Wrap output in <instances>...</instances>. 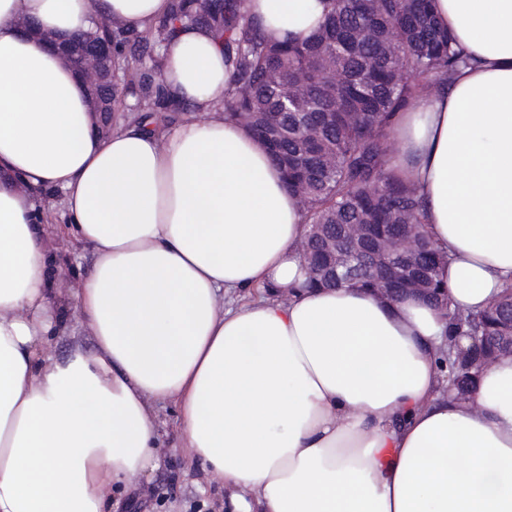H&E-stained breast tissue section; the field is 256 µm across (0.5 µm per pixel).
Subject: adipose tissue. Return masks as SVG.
<instances>
[{
	"label": "adipose tissue",
	"mask_w": 512,
	"mask_h": 512,
	"mask_svg": "<svg viewBox=\"0 0 512 512\" xmlns=\"http://www.w3.org/2000/svg\"><path fill=\"white\" fill-rule=\"evenodd\" d=\"M326 0H248L275 38ZM167 0H0V512H118L160 466V406L224 512H512V358L446 393L445 315L422 298L307 288L306 224L263 145L219 105L222 47L185 26L163 76L196 112L154 131L88 108L57 47L98 19L142 30ZM471 57L395 126L389 170L427 201L453 306L512 285V0H434ZM62 193V210L46 195ZM89 251L61 335L44 224ZM249 292L242 305L221 295Z\"/></svg>",
	"instance_id": "adipose-tissue-1"
}]
</instances>
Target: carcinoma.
<instances>
[{
  "mask_svg": "<svg viewBox=\"0 0 512 512\" xmlns=\"http://www.w3.org/2000/svg\"><path fill=\"white\" fill-rule=\"evenodd\" d=\"M184 25L210 29L224 46V63L232 71L224 115L247 121L288 191L300 197L311 256L305 287L400 288L387 276L384 261L348 278L331 273L322 239L340 233L343 224H366L371 243L413 230L419 249L412 266L427 287L447 299L441 271L448 254L425 230V201L386 168L400 114L411 111L422 93L450 88L470 63L454 37L437 25L433 0H330L317 34L285 41L265 34L247 0H222L207 11L196 0H169L167 13L143 31L122 24L98 27L66 43L63 51L72 60L88 43L110 42L107 111L155 130L193 112L171 100L161 74L163 53ZM327 66L336 72L331 88L320 80ZM274 72L303 77L302 96L287 98L270 80ZM311 125L320 128L315 138L306 135ZM509 306L511 286L482 309L448 310V355L441 360L448 368V389L475 387L476 378L468 373V337L507 334Z\"/></svg>",
  "mask_w": 512,
  "mask_h": 512,
  "instance_id": "obj_1",
  "label": "carcinoma"
}]
</instances>
